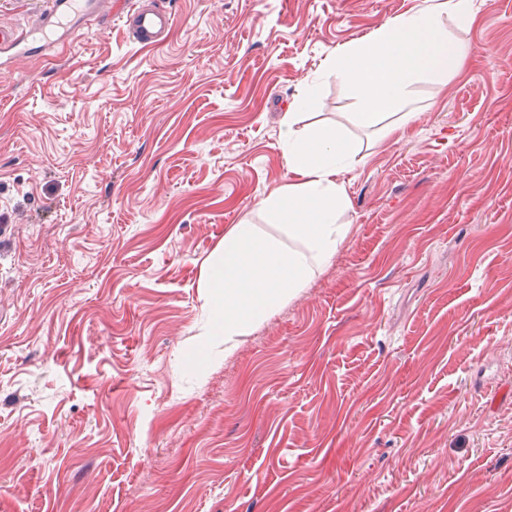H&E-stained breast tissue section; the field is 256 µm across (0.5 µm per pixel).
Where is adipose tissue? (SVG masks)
Listing matches in <instances>:
<instances>
[{"mask_svg": "<svg viewBox=\"0 0 512 512\" xmlns=\"http://www.w3.org/2000/svg\"><path fill=\"white\" fill-rule=\"evenodd\" d=\"M468 25L473 0H424L422 8L400 15L366 40L348 46L325 75L358 92V126L399 139L418 119L411 87L422 81L447 85L462 66L466 45L448 39L442 21ZM313 103L305 89L281 120L279 149L292 179L262 201V224L243 218L224 232V241L205 268L200 285L212 304L209 333L247 336L274 310L329 266L350 232V207L342 174L359 162L360 149L343 124L317 130L301 127L300 112Z\"/></svg>", "mask_w": 512, "mask_h": 512, "instance_id": "1", "label": "adipose tissue"}]
</instances>
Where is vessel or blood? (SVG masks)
Here are the masks:
<instances>
[{
  "instance_id": "vessel-or-blood-1",
  "label": "vessel or blood",
  "mask_w": 512,
  "mask_h": 512,
  "mask_svg": "<svg viewBox=\"0 0 512 512\" xmlns=\"http://www.w3.org/2000/svg\"><path fill=\"white\" fill-rule=\"evenodd\" d=\"M33 26L25 30L0 27V69L11 67L16 57L40 48L61 49L69 45L77 31L98 26L101 17L96 0H42ZM128 37L144 47L162 43L169 36L174 17L153 5L138 0L133 9L122 14Z\"/></svg>"
}]
</instances>
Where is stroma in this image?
<instances>
[{
	"label": "stroma",
	"instance_id": "35a3bbf8",
	"mask_svg": "<svg viewBox=\"0 0 512 512\" xmlns=\"http://www.w3.org/2000/svg\"><path fill=\"white\" fill-rule=\"evenodd\" d=\"M0 71V512H512V0L395 142L322 73L423 0H156ZM342 121L351 234L252 335L208 334L224 230ZM136 7L121 13L128 37L143 47L156 46L169 36L174 16L154 2L136 1Z\"/></svg>",
	"mask_w": 512,
	"mask_h": 512
}]
</instances>
